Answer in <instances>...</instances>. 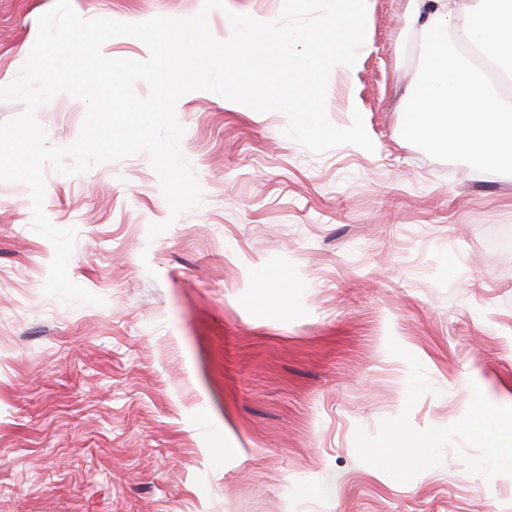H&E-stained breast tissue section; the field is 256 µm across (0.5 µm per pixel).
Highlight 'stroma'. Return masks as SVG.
Masks as SVG:
<instances>
[{
	"instance_id": "stroma-1",
	"label": "stroma",
	"mask_w": 512,
	"mask_h": 512,
	"mask_svg": "<svg viewBox=\"0 0 512 512\" xmlns=\"http://www.w3.org/2000/svg\"><path fill=\"white\" fill-rule=\"evenodd\" d=\"M203 0H71L83 18L195 15ZM54 0H0V86ZM279 21L283 0H225ZM407 0H369L354 70H332L341 128L374 152L316 154L285 115L183 95L180 148L202 191L171 217L147 154L46 174L44 210L77 238L70 278L98 305L44 292L52 244L26 186L0 182V512H512V172L478 176L404 126L423 37ZM83 101L36 112L51 146ZM169 229L148 240L150 223ZM425 468L365 456L394 431ZM337 497L316 494L329 474Z\"/></svg>"
}]
</instances>
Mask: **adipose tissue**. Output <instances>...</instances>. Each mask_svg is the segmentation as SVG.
I'll return each instance as SVG.
<instances>
[{
    "label": "adipose tissue",
    "mask_w": 512,
    "mask_h": 512,
    "mask_svg": "<svg viewBox=\"0 0 512 512\" xmlns=\"http://www.w3.org/2000/svg\"><path fill=\"white\" fill-rule=\"evenodd\" d=\"M411 27L426 40L419 78L405 98V125L439 151L512 165V97L498 94L489 67L512 82V0H408ZM456 31L471 59L448 62Z\"/></svg>",
    "instance_id": "adipose-tissue-1"
}]
</instances>
